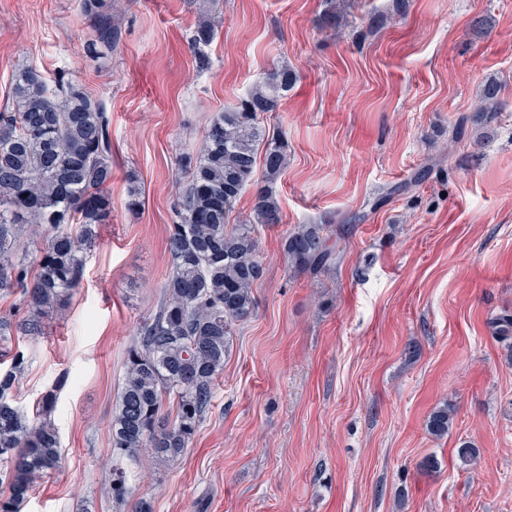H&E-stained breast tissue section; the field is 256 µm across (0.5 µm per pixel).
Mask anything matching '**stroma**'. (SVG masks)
Instances as JSON below:
<instances>
[{
  "mask_svg": "<svg viewBox=\"0 0 512 512\" xmlns=\"http://www.w3.org/2000/svg\"><path fill=\"white\" fill-rule=\"evenodd\" d=\"M117 2L122 39L92 55L79 0H0V111L16 70L65 69L112 140V212L83 280L44 336L12 342L20 405L58 392L62 448L22 512H117L109 423L173 271L178 159L284 67L296 81L264 116L288 143L282 221L257 232L255 311L193 443L129 468L118 512H512V339L489 327L512 312V0H213L204 71L198 0ZM491 85L498 112L469 122ZM302 224L334 251L315 274L282 251ZM442 406L454 424L435 437ZM209 3L204 1L198 8V20L195 24L192 44L194 48L210 45L217 36L219 22L212 16Z\"/></svg>",
  "mask_w": 512,
  "mask_h": 512,
  "instance_id": "1",
  "label": "stroma"
}]
</instances>
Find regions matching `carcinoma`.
I'll return each mask as SVG.
<instances>
[{
  "label": "carcinoma",
  "mask_w": 512,
  "mask_h": 512,
  "mask_svg": "<svg viewBox=\"0 0 512 512\" xmlns=\"http://www.w3.org/2000/svg\"><path fill=\"white\" fill-rule=\"evenodd\" d=\"M92 20L90 47L112 48L121 38L112 0H79ZM219 22L208 3L199 6L192 44L210 45ZM293 81L282 68L255 85L232 110L219 113L204 132L199 150L182 158L186 182L179 190L167 246L173 272L161 285V303L127 350L125 377L110 422L112 502L129 495L124 464L153 458L175 461L190 447L208 412L224 371L235 326L255 310L254 285L264 268L256 225L281 223L273 186L288 165V144L266 131L264 114L277 108ZM497 90L487 89L472 121L497 111ZM12 108L0 112V293L21 291L23 315L0 317V345L12 337L44 335L49 314L79 287L95 228L110 216L112 142L103 102L59 71L51 80L29 68L12 82ZM262 171H257V167ZM255 187L250 217L229 223L242 193ZM42 231L35 253L18 257L15 244L28 225ZM80 225V233L67 229ZM291 267L319 272L333 253L323 224H302L284 238ZM499 338L512 337V314L492 321ZM27 358L12 353L0 372V512H20L35 483L60 467V441L46 394L27 415L14 393ZM448 407L427 422L436 436L448 434Z\"/></svg>",
  "instance_id": "cac0c4a2"
}]
</instances>
